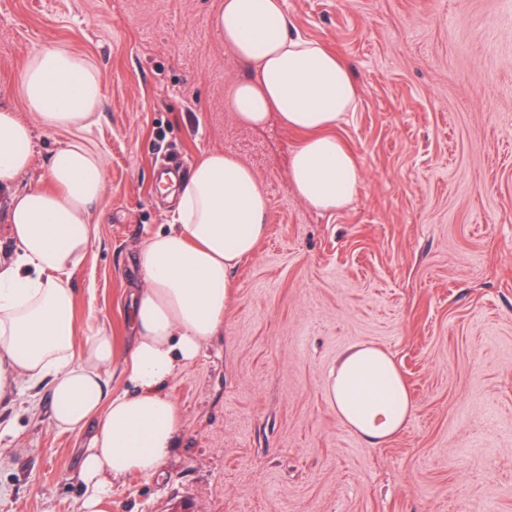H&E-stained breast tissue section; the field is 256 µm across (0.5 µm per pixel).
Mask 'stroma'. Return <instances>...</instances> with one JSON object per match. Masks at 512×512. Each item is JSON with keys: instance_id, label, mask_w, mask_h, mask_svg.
<instances>
[{"instance_id": "obj_1", "label": "stroma", "mask_w": 512, "mask_h": 512, "mask_svg": "<svg viewBox=\"0 0 512 512\" xmlns=\"http://www.w3.org/2000/svg\"><path fill=\"white\" fill-rule=\"evenodd\" d=\"M292 34L339 54L358 88L337 130L361 171L321 211L289 178L296 135L240 127L227 93L249 67L222 45L220 0H0V109L29 56L60 47L98 72V120L36 128L30 171L0 188V263L14 193L78 142L105 166L95 237L71 286L77 344L122 337L126 288L172 203L158 160L212 151L250 165L268 232L233 274L224 330L169 390L177 447L160 475L113 487L106 512H512V0H282ZM394 359L406 428L370 445L326 394L357 344ZM48 386L0 398V512H80L86 433L50 425Z\"/></svg>"}]
</instances>
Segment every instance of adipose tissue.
Returning a JSON list of instances; mask_svg holds the SVG:
<instances>
[{
    "instance_id": "ef3b65f1",
    "label": "adipose tissue",
    "mask_w": 512,
    "mask_h": 512,
    "mask_svg": "<svg viewBox=\"0 0 512 512\" xmlns=\"http://www.w3.org/2000/svg\"><path fill=\"white\" fill-rule=\"evenodd\" d=\"M214 24L220 43L253 68L228 90L237 122L258 129L274 121L299 134L289 168L297 194L320 210L347 207L359 180L355 155L335 133L357 100L347 65L321 43L292 36L281 0H221ZM20 89L35 120L0 109V186L31 168L34 126L84 128L100 105L96 71L56 47L29 58ZM105 189L97 154L77 143L54 150L43 183L12 197L16 259L0 269V396L46 381L52 428L96 425L80 452L81 512H103L114 486L154 475L171 455L181 417L168 384L223 328L232 273L267 232V197L253 169L221 151L203 155L177 186L173 228L139 253L125 336L100 333L79 348L71 278ZM111 370L123 390L108 392ZM326 393L339 422L372 445L399 433L412 411L392 358L369 345L338 358Z\"/></svg>"
}]
</instances>
